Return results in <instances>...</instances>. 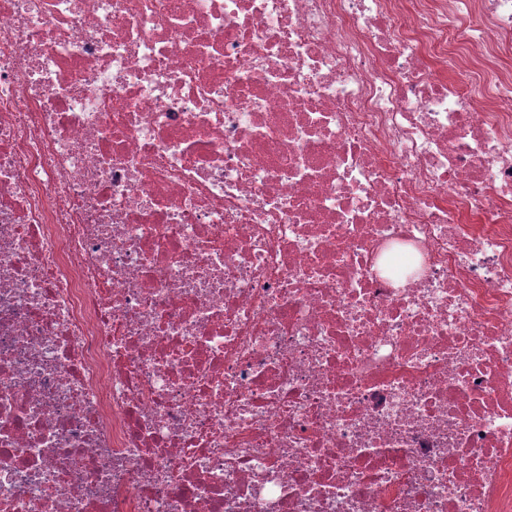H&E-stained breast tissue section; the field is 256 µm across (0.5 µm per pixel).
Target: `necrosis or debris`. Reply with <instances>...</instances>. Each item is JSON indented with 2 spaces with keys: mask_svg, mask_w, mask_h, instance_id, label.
I'll return each instance as SVG.
<instances>
[{
  "mask_svg": "<svg viewBox=\"0 0 512 512\" xmlns=\"http://www.w3.org/2000/svg\"><path fill=\"white\" fill-rule=\"evenodd\" d=\"M0 512H512V0H0Z\"/></svg>",
  "mask_w": 512,
  "mask_h": 512,
  "instance_id": "obj_1",
  "label": "necrosis or debris"
}]
</instances>
